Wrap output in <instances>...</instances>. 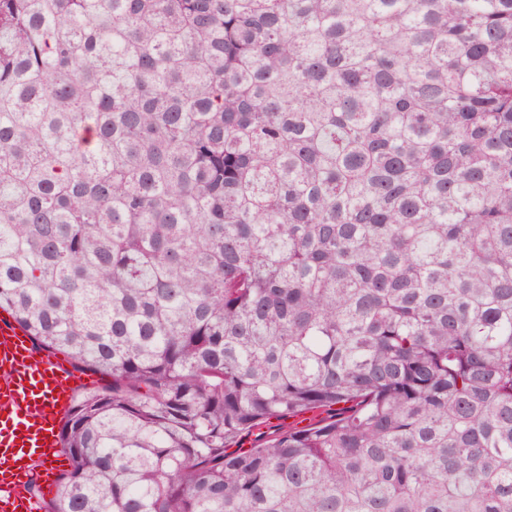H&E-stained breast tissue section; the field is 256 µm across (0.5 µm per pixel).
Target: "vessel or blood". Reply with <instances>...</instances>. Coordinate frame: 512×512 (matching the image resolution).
Returning <instances> with one entry per match:
<instances>
[{
	"label": "vessel or blood",
	"mask_w": 512,
	"mask_h": 512,
	"mask_svg": "<svg viewBox=\"0 0 512 512\" xmlns=\"http://www.w3.org/2000/svg\"><path fill=\"white\" fill-rule=\"evenodd\" d=\"M81 384L67 363L37 358L25 330L0 319V512H43L28 484L54 489L57 429Z\"/></svg>",
	"instance_id": "b4317fda"
}]
</instances>
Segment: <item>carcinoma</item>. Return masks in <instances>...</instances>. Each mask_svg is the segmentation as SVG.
<instances>
[{
  "instance_id": "obj_1",
  "label": "carcinoma",
  "mask_w": 512,
  "mask_h": 512,
  "mask_svg": "<svg viewBox=\"0 0 512 512\" xmlns=\"http://www.w3.org/2000/svg\"><path fill=\"white\" fill-rule=\"evenodd\" d=\"M0 310L47 512H512V0H0ZM49 358L66 357L55 352ZM68 365L38 359L25 330L0 319V512H42L63 457L61 474L70 469L57 428L85 383ZM31 479L42 485L41 498L28 492Z\"/></svg>"
}]
</instances>
